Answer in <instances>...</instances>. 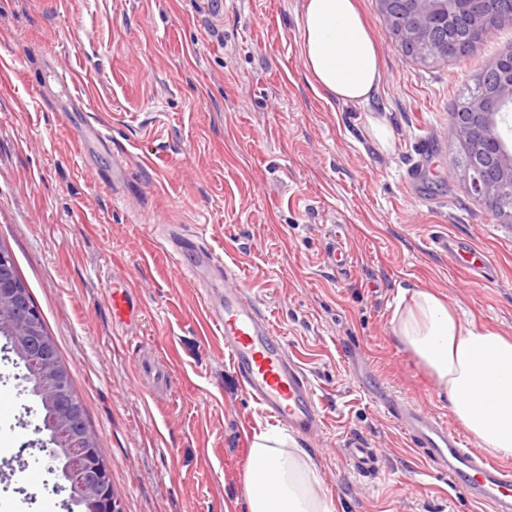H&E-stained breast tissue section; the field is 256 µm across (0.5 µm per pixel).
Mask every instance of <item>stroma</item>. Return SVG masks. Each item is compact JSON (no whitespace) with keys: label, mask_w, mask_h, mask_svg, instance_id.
<instances>
[{"label":"stroma","mask_w":512,"mask_h":512,"mask_svg":"<svg viewBox=\"0 0 512 512\" xmlns=\"http://www.w3.org/2000/svg\"><path fill=\"white\" fill-rule=\"evenodd\" d=\"M358 2L382 70L365 106L312 82L301 0H0V246L69 371L122 512H244L249 442L274 425L233 376L200 286L170 260L200 225L313 385L324 428L298 444L335 512H473L385 409L412 405L459 428L391 321L402 290L423 287L512 336V216L467 192L452 129L477 77L512 50V23L431 63L406 53L378 0ZM50 69L75 79L82 111L35 91ZM98 123L110 142L82 151L81 127ZM448 235L489 256L488 278L434 248ZM340 239L341 267L329 259ZM114 276L133 284L134 329L112 319ZM1 390L12 400L0 439L19 454L0 495L17 512H64L54 477L22 449L42 422L33 384L0 352ZM352 441L373 469L348 461Z\"/></svg>","instance_id":"35a3bbf8"}]
</instances>
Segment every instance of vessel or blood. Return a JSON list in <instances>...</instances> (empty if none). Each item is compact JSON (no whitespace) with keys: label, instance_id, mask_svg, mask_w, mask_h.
<instances>
[{"label":"vessel or blood","instance_id":"1","mask_svg":"<svg viewBox=\"0 0 512 512\" xmlns=\"http://www.w3.org/2000/svg\"><path fill=\"white\" fill-rule=\"evenodd\" d=\"M174 265L195 281L211 277V265L202 260L194 241L184 239L171 252ZM236 272L225 269L226 284L207 288V314L224 338V354L245 393L274 420L296 436L318 433L323 417L311 382L289 354L282 336L244 289L233 285ZM112 317L131 325L137 310L126 279L116 277L108 291ZM387 412L414 445L427 449L448 476L452 487L465 492L473 508L485 512H512V468L467 448L446 422L410 405L388 403Z\"/></svg>","mask_w":512,"mask_h":512}]
</instances>
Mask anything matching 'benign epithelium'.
<instances>
[{
	"label": "benign epithelium",
	"instance_id": "benign-epithelium-1",
	"mask_svg": "<svg viewBox=\"0 0 512 512\" xmlns=\"http://www.w3.org/2000/svg\"><path fill=\"white\" fill-rule=\"evenodd\" d=\"M381 13L405 49L424 61H448L477 50L502 22L512 21V0H379ZM512 105V51L477 80L475 91L453 113L452 125L463 156L468 193L497 212L512 215V148L497 116ZM36 308L22 303L9 274L8 258L0 252V333L12 340L37 334ZM39 395L57 403L68 389L55 358L26 363ZM65 410L57 407L47 424L53 458L65 460L66 475L76 484L86 512H113L111 472L88 432L67 434Z\"/></svg>",
	"mask_w": 512,
	"mask_h": 512
}]
</instances>
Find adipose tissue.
<instances>
[{"label":"adipose tissue","mask_w":512,"mask_h":512,"mask_svg":"<svg viewBox=\"0 0 512 512\" xmlns=\"http://www.w3.org/2000/svg\"><path fill=\"white\" fill-rule=\"evenodd\" d=\"M300 50L307 71L336 100L369 103L382 74L356 0H302ZM393 334L448 396L454 418L494 456L512 459V337L462 321L427 288L404 291ZM245 512H335L315 464L291 436H253L244 474Z\"/></svg>","instance_id":"ef3b65f1"}]
</instances>
